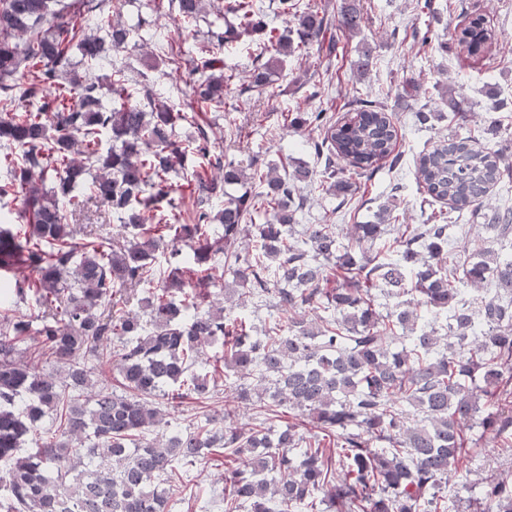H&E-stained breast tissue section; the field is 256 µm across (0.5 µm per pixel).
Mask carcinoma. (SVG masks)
Segmentation results:
<instances>
[{
    "mask_svg": "<svg viewBox=\"0 0 512 512\" xmlns=\"http://www.w3.org/2000/svg\"><path fill=\"white\" fill-rule=\"evenodd\" d=\"M278 4L292 26L254 59L248 89L259 93L295 50L338 52L315 0ZM70 7L0 0V205L16 204L0 225V272L29 271L0 280V512H60L64 500L78 512H174L162 484L215 448L232 463L226 512H448L450 497L512 512L507 477L464 475L445 493L470 445L512 435V207L487 197L512 179V155L440 138L415 172L450 204L434 223H401L393 199L346 233L298 231L302 186L315 177L343 198L381 161L399 163L392 113L364 99L337 121L309 112L292 129L316 133L323 171L297 158L282 174L272 164L249 175L210 148L228 81L220 59L172 51V69L198 75L191 101L175 110L149 81L135 101L110 52L143 48L142 23L74 21ZM168 10L195 26L206 0H168ZM225 12L238 24L208 30L212 42L266 31L257 0H226ZM467 18L448 37L481 59L498 35L482 15ZM362 19L360 0H342L336 30L352 37ZM371 55L363 48L353 73L364 76ZM106 66L107 85L94 75ZM448 112L469 120L451 89ZM186 126L197 136L185 145ZM189 151L223 174L177 184ZM251 179L256 194L229 191ZM89 198L118 233L80 223ZM262 214L271 220L255 223ZM465 216L500 248L454 246ZM392 225L388 256L373 252ZM216 264L232 277L219 298L201 275ZM486 283L495 295L475 309L464 286ZM249 301L279 316L259 330L236 312ZM103 364L113 378L93 381ZM226 369L233 402L257 424L239 427L226 409L182 426L175 412L212 399ZM305 417L322 436L306 437ZM106 470L125 485L118 500L89 483Z\"/></svg>",
    "mask_w": 512,
    "mask_h": 512,
    "instance_id": "cac0c4a2",
    "label": "carcinoma"
}]
</instances>
